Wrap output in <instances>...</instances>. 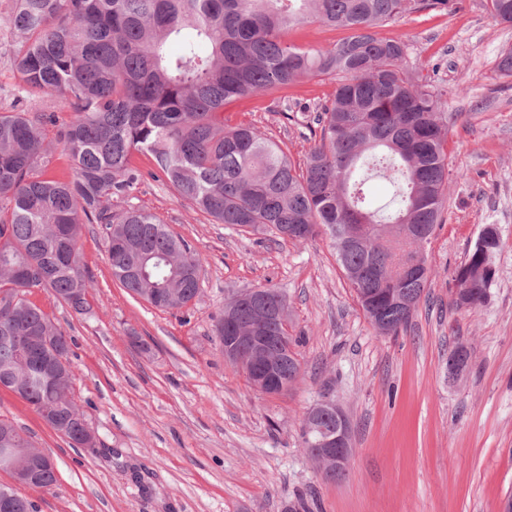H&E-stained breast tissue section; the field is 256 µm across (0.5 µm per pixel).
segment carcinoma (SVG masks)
I'll return each instance as SVG.
<instances>
[{"label": "carcinoma", "mask_w": 512, "mask_h": 512, "mask_svg": "<svg viewBox=\"0 0 512 512\" xmlns=\"http://www.w3.org/2000/svg\"><path fill=\"white\" fill-rule=\"evenodd\" d=\"M18 36L15 70L26 93L70 99L73 118L57 130L73 176L49 178L45 114H0V384L22 380L19 395L74 447L83 446L86 413L71 393V361L50 377L40 355L72 353V338L31 296L44 291L78 314L92 311L90 276L78 251L84 224L104 230L113 276L128 293L169 310L199 294L200 255L153 215L114 203L129 198L145 174L131 164L151 157L179 199L219 224L262 228L293 240L329 237L358 306L385 317L381 335H397L412 313L396 294L421 300L425 277L404 275L408 260L427 262V237L442 223L448 191L450 120L439 95L412 82L408 46L375 28L403 14L448 11L450 0H14ZM489 13L512 24V0H484ZM317 21L348 31L326 50L288 44V29ZM308 75L337 81L316 110L320 129L306 161L294 165L279 143L250 124L224 123V105L263 94ZM375 170L395 188L392 208L372 209L365 184ZM454 278L456 304L488 297L492 254L474 247ZM265 322L274 337L265 351L282 382L301 376L282 314L286 296L266 287ZM227 304L248 336L254 308L242 293ZM34 338L19 359L9 337ZM0 448L30 464L28 486L57 482L53 460L40 454L12 422L0 419ZM0 512H38L12 484H0Z\"/></svg>", "instance_id": "cac0c4a2"}]
</instances>
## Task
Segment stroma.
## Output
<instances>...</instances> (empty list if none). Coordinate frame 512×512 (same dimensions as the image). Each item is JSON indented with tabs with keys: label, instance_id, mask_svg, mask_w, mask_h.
<instances>
[{
	"label": "stroma",
	"instance_id": "stroma-1",
	"mask_svg": "<svg viewBox=\"0 0 512 512\" xmlns=\"http://www.w3.org/2000/svg\"><path fill=\"white\" fill-rule=\"evenodd\" d=\"M12 7L0 0V113L68 123L65 97L18 93ZM377 34L407 43L414 78L437 85L455 117L445 222L426 246L430 282L407 327L395 336L374 330L327 236L279 241L218 224L165 181L145 179L127 204L203 256L200 293L179 312L133 297L112 275L100 225H83L92 314L46 292L34 300L74 339L73 388L95 449L70 447L0 388V418L57 466L51 489L22 490L40 512H504L512 499V78L497 61L512 25L483 0H452L448 12H415ZM335 88L310 77L233 101L224 116L286 145L300 163L314 143L313 110ZM488 224L501 236L488 298L458 307L454 272ZM258 286L285 293L288 333L300 340L301 377L279 395L254 389L213 335L225 302ZM459 346L470 358L453 375L448 358ZM324 397L350 424L352 454L334 480L301 444L303 420Z\"/></svg>",
	"mask_w": 512,
	"mask_h": 512
}]
</instances>
